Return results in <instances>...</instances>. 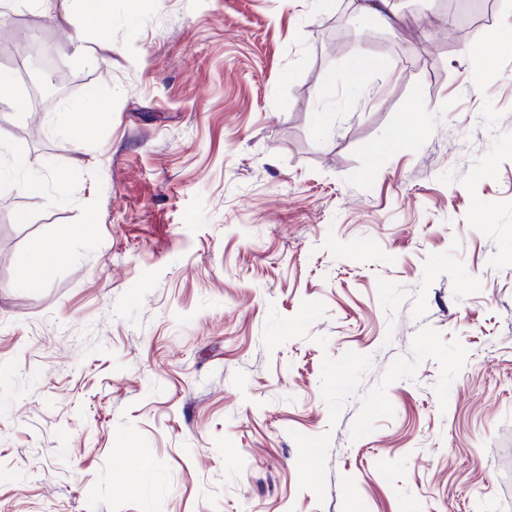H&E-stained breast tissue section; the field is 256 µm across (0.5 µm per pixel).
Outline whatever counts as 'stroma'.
I'll list each match as a JSON object with an SVG mask.
<instances>
[{
	"label": "stroma",
	"mask_w": 512,
	"mask_h": 512,
	"mask_svg": "<svg viewBox=\"0 0 512 512\" xmlns=\"http://www.w3.org/2000/svg\"><path fill=\"white\" fill-rule=\"evenodd\" d=\"M357 3L0 14L70 77L0 104V512H512V0ZM84 4V31L95 33L111 25V19L106 9L108 0H82ZM405 1V0H395ZM393 0H364L360 3L359 11L365 16H371L391 26L392 20L399 18V4ZM0 149V193L10 191L18 184L29 192H40L42 179L29 174L25 157L17 152H4L3 141ZM61 259L62 254L57 251L55 244L44 243L33 247L29 252L21 253L17 257V263L33 283L42 284L48 280Z\"/></svg>",
	"instance_id": "35a3bbf8"
}]
</instances>
